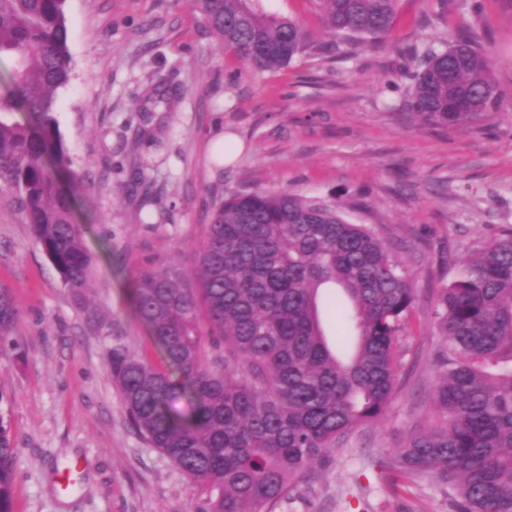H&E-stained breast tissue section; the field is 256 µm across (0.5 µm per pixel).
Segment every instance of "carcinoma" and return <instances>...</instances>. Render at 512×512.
Here are the masks:
<instances>
[{
	"mask_svg": "<svg viewBox=\"0 0 512 512\" xmlns=\"http://www.w3.org/2000/svg\"><path fill=\"white\" fill-rule=\"evenodd\" d=\"M67 0H0V183L15 192L33 234L74 300L94 273L69 150L56 118L70 77ZM257 0H189L224 52L255 73H276L325 46L296 19ZM333 36L381 42L397 0H314ZM418 120L452 126L497 108L503 94L472 35L425 53L408 72ZM200 287L174 265L138 270L130 298L163 364L109 351L128 425L210 494L188 512H262L313 462L380 420L394 395L399 346L415 308L412 275L340 207L286 191L237 190L214 205L196 255ZM346 310L350 333L331 336L324 301ZM0 284V345L21 316ZM442 344L434 357L435 423L411 434L386 466L430 478L454 512H512V228L437 289ZM224 343V357L208 345ZM185 400L181 410L176 402ZM15 447L0 412V512H12Z\"/></svg>",
	"mask_w": 512,
	"mask_h": 512,
	"instance_id": "obj_1",
	"label": "carcinoma"
}]
</instances>
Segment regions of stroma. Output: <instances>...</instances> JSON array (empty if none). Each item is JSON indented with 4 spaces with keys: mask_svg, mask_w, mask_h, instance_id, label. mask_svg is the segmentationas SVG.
Listing matches in <instances>:
<instances>
[{
    "mask_svg": "<svg viewBox=\"0 0 512 512\" xmlns=\"http://www.w3.org/2000/svg\"><path fill=\"white\" fill-rule=\"evenodd\" d=\"M399 0L387 42H338L275 74H253L206 31L187 0H67L71 74L56 114L79 220L95 259L77 306L0 184V282L19 297L14 345L0 346V411L15 440L13 512H186L207 496L128 426L108 366L113 345L161 362L135 315L134 273L172 264L193 288L196 251L228 189L285 190L340 204L375 229L413 275L396 392L293 484L272 512H451L431 480L398 485L382 463L433 417L439 338L433 291L453 264L512 226V0ZM475 32L503 94L474 122L433 127L407 109L404 48L441 49ZM168 104L143 117L154 87ZM233 139L232 163L214 143ZM161 220L139 208L143 187ZM84 463L60 491L55 473Z\"/></svg>",
    "mask_w": 512,
    "mask_h": 512,
    "instance_id": "stroma-1",
    "label": "stroma"
}]
</instances>
